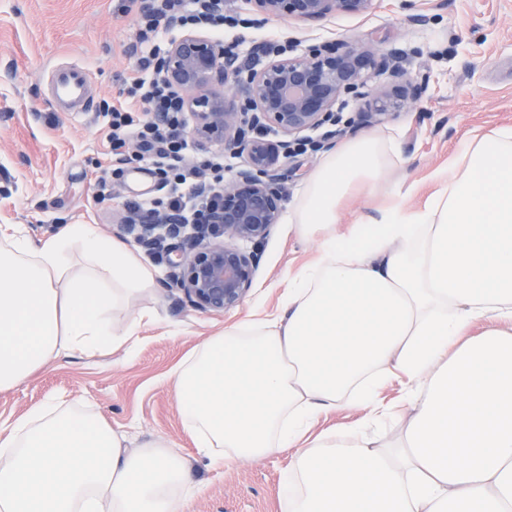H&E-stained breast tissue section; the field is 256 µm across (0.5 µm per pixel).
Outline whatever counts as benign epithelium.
<instances>
[{"label": "benign epithelium", "mask_w": 512, "mask_h": 512, "mask_svg": "<svg viewBox=\"0 0 512 512\" xmlns=\"http://www.w3.org/2000/svg\"><path fill=\"white\" fill-rule=\"evenodd\" d=\"M266 20L315 24L327 18L360 16L374 0H248ZM243 64L224 54V46L208 36L188 32L170 43L162 79L190 112L191 137L207 150L232 149L244 164L229 181L216 185L202 177L203 195L219 194L217 206L192 224L179 211L129 217L124 232L149 251L167 256L169 285L192 307L221 314L240 305L253 287L259 256L239 246L260 243L280 223L287 195L283 167L294 144L310 131L327 128L324 143L337 131L336 103L348 93L363 100L359 116L372 124L416 107L423 83L408 77L398 51L345 39L336 46L313 45L298 56L264 53L249 69L244 112L236 100V78ZM272 128L279 139L252 136V126Z\"/></svg>", "instance_id": "obj_1"}]
</instances>
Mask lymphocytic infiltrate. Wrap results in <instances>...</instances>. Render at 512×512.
Instances as JSON below:
<instances>
[{"mask_svg": "<svg viewBox=\"0 0 512 512\" xmlns=\"http://www.w3.org/2000/svg\"><path fill=\"white\" fill-rule=\"evenodd\" d=\"M175 24L208 28L219 39L225 28L238 27L239 20L215 7L213 0H150L140 9L141 38L161 35ZM104 113L110 118L112 153L120 161L112 176L122 177L125 165L143 162L151 166L167 194L162 201H134L133 215L154 213L162 204L191 215L212 206V198L199 195L193 172L186 167L189 140L185 109L161 78H133L120 88L116 103L107 106ZM155 113L162 115V123L152 121ZM132 140L138 141L139 153L123 155V148Z\"/></svg>", "mask_w": 512, "mask_h": 512, "instance_id": "obj_1", "label": "lymphocytic infiltrate"}]
</instances>
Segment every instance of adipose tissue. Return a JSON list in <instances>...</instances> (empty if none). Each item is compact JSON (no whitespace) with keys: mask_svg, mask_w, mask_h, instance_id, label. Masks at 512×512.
Segmentation results:
<instances>
[{"mask_svg":"<svg viewBox=\"0 0 512 512\" xmlns=\"http://www.w3.org/2000/svg\"><path fill=\"white\" fill-rule=\"evenodd\" d=\"M366 133L326 156L288 212L321 255L288 276L284 308L208 338L175 373L186 430L212 467L294 449L282 512H512V127L473 136L423 208L402 200L330 233L354 189L400 163ZM155 272L92 224L33 239L0 225V391L60 357L136 342L113 313ZM495 329L470 336L474 322ZM404 376L398 401L380 387ZM354 424L303 439L324 411ZM401 424L397 439L380 434ZM57 400L0 430V512H185L197 487L157 442L128 450Z\"/></svg>","mask_w":512,"mask_h":512,"instance_id":"obj_1","label":"adipose tissue"}]
</instances>
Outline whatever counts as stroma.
<instances>
[{
    "instance_id": "35a3bbf8",
    "label": "stroma",
    "mask_w": 512,
    "mask_h": 512,
    "mask_svg": "<svg viewBox=\"0 0 512 512\" xmlns=\"http://www.w3.org/2000/svg\"><path fill=\"white\" fill-rule=\"evenodd\" d=\"M139 7L140 0H0V225H19L38 239L68 224H94L105 237L124 241L119 222L126 204L154 186V178L115 181L105 198L95 184L111 177L116 166L100 110L139 73ZM224 8L256 21L230 34L240 60H249L272 40L299 55L311 45L357 38L400 51L411 77L426 78L416 108L369 127L360 124L353 97L337 104L347 136L368 129L399 133L406 160L387 174L374 196L355 194L344 201L341 226L375 215L388 200L389 185L402 179L415 185L406 206L422 207L438 187L437 172L448 168L471 136L512 126V0H432L422 22L414 21L410 0H376L365 15L331 17L314 26L254 18L248 0H224ZM60 62L89 70L93 112L74 116L51 107L47 75ZM308 137L311 147L284 167L291 201L326 155L318 146L322 130ZM257 249L261 260L243 303L210 314L169 288L166 262H155L146 249L136 247L139 259L155 267L158 277L151 292L130 307L131 314L154 317L140 329L134 353L120 346L93 358L59 359L19 387L0 391V424L61 397L127 432L130 448L160 440L171 444L198 487L186 512H281L291 449L210 468L183 427L172 389L179 364L208 337L281 308L289 273L318 258L319 241L300 239L283 221Z\"/></svg>"
}]
</instances>
